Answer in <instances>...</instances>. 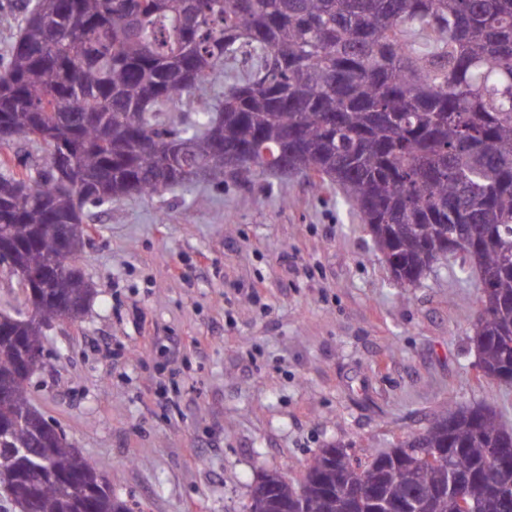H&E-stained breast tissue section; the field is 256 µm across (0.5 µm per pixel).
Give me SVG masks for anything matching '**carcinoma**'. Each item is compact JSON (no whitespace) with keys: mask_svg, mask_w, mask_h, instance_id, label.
<instances>
[{"mask_svg":"<svg viewBox=\"0 0 512 512\" xmlns=\"http://www.w3.org/2000/svg\"><path fill=\"white\" fill-rule=\"evenodd\" d=\"M241 55L245 70L227 68ZM222 98L196 107L208 85ZM49 147L37 175L0 160V245L23 302L40 319L0 314V375L39 365L57 301L92 299L76 266L86 204L151 196L178 184L300 174L333 184L358 209L394 276L415 283L448 238L479 275L476 344L485 378L512 385V0H37L0 69V146ZM66 152L70 167L55 154ZM12 479L0 487L36 512H117L104 489L84 502L61 480H96L47 421L28 380L0 417ZM411 448H442L448 466L390 449L361 464L322 448L299 487L266 473L251 497L276 512H512V432L485 406L442 407ZM502 452L490 460L488 449Z\"/></svg>","mask_w":512,"mask_h":512,"instance_id":"1","label":"carcinoma"}]
</instances>
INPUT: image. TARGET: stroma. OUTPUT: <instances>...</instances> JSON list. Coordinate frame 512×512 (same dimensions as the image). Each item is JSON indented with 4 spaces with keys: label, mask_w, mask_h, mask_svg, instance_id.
Here are the masks:
<instances>
[{
    "label": "stroma",
    "mask_w": 512,
    "mask_h": 512,
    "mask_svg": "<svg viewBox=\"0 0 512 512\" xmlns=\"http://www.w3.org/2000/svg\"><path fill=\"white\" fill-rule=\"evenodd\" d=\"M88 224L97 293L47 329L28 389L135 512H248L261 471L299 484L330 444L370 458L449 402L512 430V387L476 371L477 275L448 256L403 287L335 187L203 182Z\"/></svg>",
    "instance_id": "35a3bbf8"
}]
</instances>
